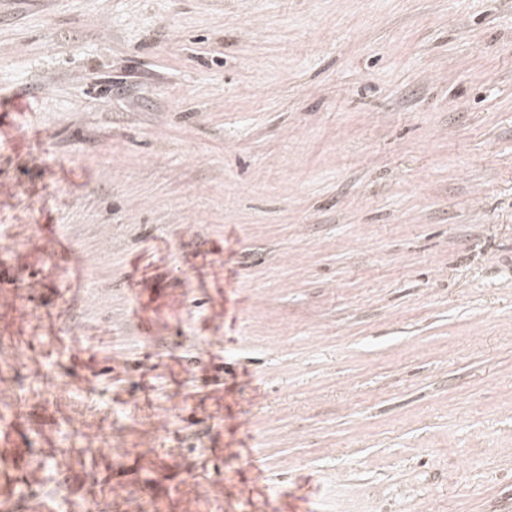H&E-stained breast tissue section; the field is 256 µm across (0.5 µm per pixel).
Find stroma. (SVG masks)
<instances>
[{
  "mask_svg": "<svg viewBox=\"0 0 512 512\" xmlns=\"http://www.w3.org/2000/svg\"><path fill=\"white\" fill-rule=\"evenodd\" d=\"M91 500L512 512V0H0V512Z\"/></svg>",
  "mask_w": 512,
  "mask_h": 512,
  "instance_id": "stroma-1",
  "label": "stroma"
}]
</instances>
